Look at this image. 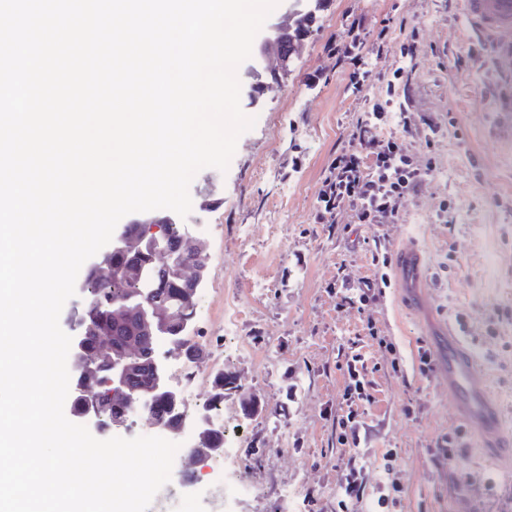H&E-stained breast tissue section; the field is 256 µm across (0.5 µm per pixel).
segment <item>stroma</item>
I'll return each mask as SVG.
<instances>
[{"instance_id":"1","label":"stroma","mask_w":512,"mask_h":512,"mask_svg":"<svg viewBox=\"0 0 512 512\" xmlns=\"http://www.w3.org/2000/svg\"><path fill=\"white\" fill-rule=\"evenodd\" d=\"M359 23L376 43L390 37L362 91L348 61L328 52ZM414 39L413 56L401 53ZM471 32L462 0H325L285 83L240 106L255 117L227 171L201 170L190 185L188 224L208 245L209 278L197 294L190 334L202 348L204 381L189 403L209 398L217 370L236 383L224 398V448L200 463L195 483L172 481L148 512H340V462L363 468L366 492L353 512H372L384 485H399L388 512H512V462L458 421L447 387L423 372L432 323L464 329L484 367L491 399L512 434V108L502 93L512 71ZM408 100L410 125L432 120L442 134L420 160L430 175L390 224L315 221L331 162L374 103ZM447 211H440V203ZM415 240L428 261L429 311H413L386 286L378 300L351 298L364 281L393 277ZM237 316L224 328V306ZM365 359L371 403L358 406L359 442L340 444L346 363ZM256 411L245 416L242 405ZM452 438L458 469L433 456ZM498 495H489L484 476Z\"/></svg>"}]
</instances>
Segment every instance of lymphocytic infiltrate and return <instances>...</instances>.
I'll use <instances>...</instances> for the list:
<instances>
[{
	"instance_id": "f902f5d3",
	"label": "lymphocytic infiltrate",
	"mask_w": 512,
	"mask_h": 512,
	"mask_svg": "<svg viewBox=\"0 0 512 512\" xmlns=\"http://www.w3.org/2000/svg\"><path fill=\"white\" fill-rule=\"evenodd\" d=\"M366 47V33L355 26L349 27L346 41L329 47L333 56L351 61L350 84L357 92L368 79ZM387 122L383 104L375 105L369 118L359 121L353 141L332 161L323 180L317 223H335L345 209L358 224L389 223L429 175V168L413 160L412 128L405 124L381 133V125Z\"/></svg>"
}]
</instances>
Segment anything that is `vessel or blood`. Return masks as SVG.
<instances>
[{
  "instance_id": "1",
  "label": "vessel or blood",
  "mask_w": 512,
  "mask_h": 512,
  "mask_svg": "<svg viewBox=\"0 0 512 512\" xmlns=\"http://www.w3.org/2000/svg\"><path fill=\"white\" fill-rule=\"evenodd\" d=\"M467 24L497 50V62L502 70H512V0H463ZM398 287L405 300L413 306L423 305L426 263L420 250L413 245L397 251ZM436 358V378L448 388V396L456 415L487 447L503 448L508 444L501 430L497 406L488 397L479 361L470 354L458 333L441 327L436 331L433 347Z\"/></svg>"
}]
</instances>
